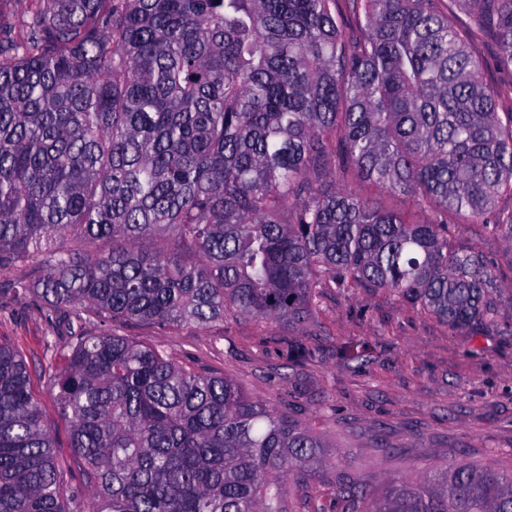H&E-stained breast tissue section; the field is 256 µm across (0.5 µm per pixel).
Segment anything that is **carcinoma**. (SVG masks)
I'll return each instance as SVG.
<instances>
[{
	"instance_id": "obj_1",
	"label": "carcinoma",
	"mask_w": 512,
	"mask_h": 512,
	"mask_svg": "<svg viewBox=\"0 0 512 512\" xmlns=\"http://www.w3.org/2000/svg\"><path fill=\"white\" fill-rule=\"evenodd\" d=\"M0 0V270L66 325L50 366L94 500L64 495L28 368L0 341V512H284L323 439L232 378L74 322L290 332L325 282L395 293L448 328L512 336V0ZM469 14L470 23L458 13ZM350 177L366 193L336 182ZM315 353L290 341L286 359ZM342 343L336 359H363ZM345 512H512V473L468 463ZM484 69L485 77L489 83L500 87L504 91L502 97L503 107L507 108L512 105V71L503 70L497 67L494 58V50L492 42L489 38H484Z\"/></svg>"
}]
</instances>
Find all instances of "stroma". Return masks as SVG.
Instances as JSON below:
<instances>
[{"label": "stroma", "mask_w": 512, "mask_h": 512, "mask_svg": "<svg viewBox=\"0 0 512 512\" xmlns=\"http://www.w3.org/2000/svg\"><path fill=\"white\" fill-rule=\"evenodd\" d=\"M31 275L27 267L0 272V338L25 360L55 438L57 467L69 490L84 494L86 479L47 373L63 343L57 315L12 289ZM115 329L179 363L234 378L322 435L327 467L290 479L287 512H342L340 474L377 493L391 477L417 479L458 462L512 471V337L451 331L392 292L321 288L315 324L301 336L316 358L297 368L283 354L287 330L249 319L229 316L204 330L145 323ZM346 341L369 344L362 362L337 361Z\"/></svg>", "instance_id": "35a3bbf8"}]
</instances>
